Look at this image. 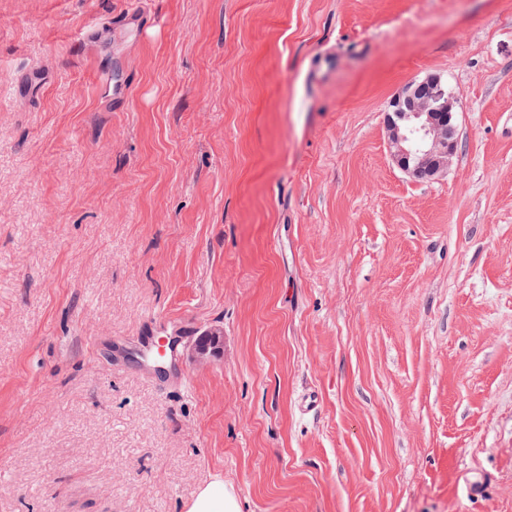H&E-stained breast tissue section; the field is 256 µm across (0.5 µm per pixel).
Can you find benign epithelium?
<instances>
[{"instance_id": "1", "label": "benign epithelium", "mask_w": 512, "mask_h": 512, "mask_svg": "<svg viewBox=\"0 0 512 512\" xmlns=\"http://www.w3.org/2000/svg\"><path fill=\"white\" fill-rule=\"evenodd\" d=\"M458 103L437 75L409 82L390 102L385 113L391 156L397 166L411 174L423 172L437 179L448 171L456 149ZM223 330L204 331L190 350L197 362L216 357Z\"/></svg>"}]
</instances>
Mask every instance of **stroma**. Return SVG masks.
<instances>
[{
	"label": "stroma",
	"instance_id": "35a3bbf8",
	"mask_svg": "<svg viewBox=\"0 0 512 512\" xmlns=\"http://www.w3.org/2000/svg\"><path fill=\"white\" fill-rule=\"evenodd\" d=\"M430 74L460 109L426 183L384 113ZM159 319L174 370L112 361ZM216 480L512 512V0H0V512ZM222 342L223 331L221 329L205 330L191 348L190 356L197 362H203L216 357L220 353Z\"/></svg>",
	"mask_w": 512,
	"mask_h": 512
}]
</instances>
